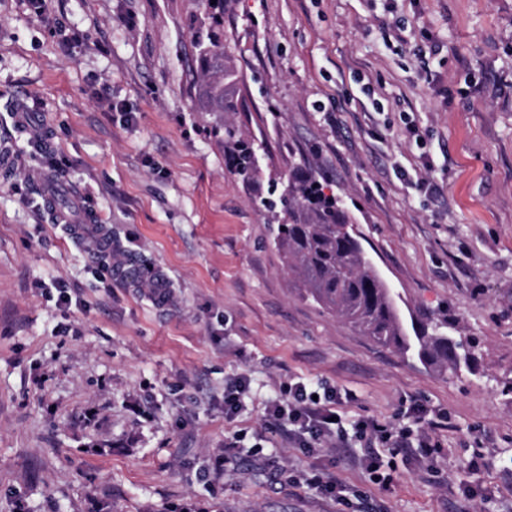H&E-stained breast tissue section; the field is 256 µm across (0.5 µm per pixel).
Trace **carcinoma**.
Masks as SVG:
<instances>
[{"label": "carcinoma", "instance_id": "carcinoma-1", "mask_svg": "<svg viewBox=\"0 0 512 512\" xmlns=\"http://www.w3.org/2000/svg\"><path fill=\"white\" fill-rule=\"evenodd\" d=\"M186 25L193 31L195 53L190 97L197 112H237L235 70L224 65V0H191ZM223 134L234 171L251 178L258 173L253 143L227 124ZM316 181L288 183L280 195L283 218L274 246L297 279L301 297L333 313L376 345L394 349L424 367L456 374L469 366L468 343L451 334L443 318L426 323L405 320L397 295L367 260L360 235L339 209L338 200L315 187Z\"/></svg>", "mask_w": 512, "mask_h": 512}]
</instances>
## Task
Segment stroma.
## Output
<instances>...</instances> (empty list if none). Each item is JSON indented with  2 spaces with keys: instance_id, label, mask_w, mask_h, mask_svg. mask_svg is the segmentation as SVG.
<instances>
[{
  "instance_id": "stroma-1",
  "label": "stroma",
  "mask_w": 512,
  "mask_h": 512,
  "mask_svg": "<svg viewBox=\"0 0 512 512\" xmlns=\"http://www.w3.org/2000/svg\"><path fill=\"white\" fill-rule=\"evenodd\" d=\"M186 2L0 0V147L19 158L0 177V512H512V0H227L238 112L192 109ZM225 124L257 146L252 181ZM290 178L341 201L415 316L474 340L471 370L298 296L260 203ZM52 188L101 216L108 253L56 224ZM299 377L344 393L347 426L423 406L440 454L380 449L381 486L354 439L288 444L264 409Z\"/></svg>"
}]
</instances>
